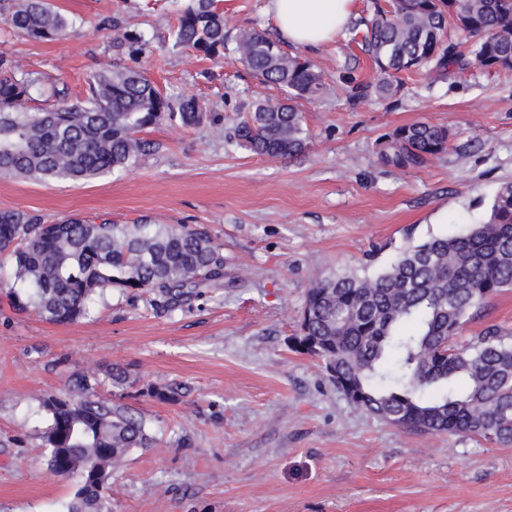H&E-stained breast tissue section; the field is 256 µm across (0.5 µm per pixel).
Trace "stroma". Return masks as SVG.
<instances>
[{"mask_svg":"<svg viewBox=\"0 0 512 512\" xmlns=\"http://www.w3.org/2000/svg\"><path fill=\"white\" fill-rule=\"evenodd\" d=\"M189 0H50L71 22L38 42L0 22V56L45 85L85 94L105 67L143 71L170 96L193 93L209 121L165 122L143 137L138 166L88 182L0 177V209L50 224L70 216L205 228L224 252V285L166 312L151 294L113 289L91 317L52 324L12 308L0 292V512H66L77 480L52 473L40 398L95 375L97 393L146 420L154 447L113 469L112 512H512V447L416 434L350 404L320 362L294 350L312 278L389 265L408 241L483 221L512 181V72L474 66L462 76L407 73L388 99H350L374 64L343 33L315 50L329 95L301 102L307 150L267 159L234 129L254 101L279 89L232 50L209 59L174 46ZM227 39L242 28L275 35L267 0H218ZM123 28L146 41L132 53ZM430 121L450 128L443 154L413 169L381 163L387 134ZM512 334V288L493 296L464 333ZM125 383L112 381L113 366ZM167 387L171 398L146 393Z\"/></svg>","mask_w":512,"mask_h":512,"instance_id":"stroma-1","label":"stroma"}]
</instances>
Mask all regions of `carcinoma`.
<instances>
[{
    "label": "carcinoma",
    "mask_w": 512,
    "mask_h": 512,
    "mask_svg": "<svg viewBox=\"0 0 512 512\" xmlns=\"http://www.w3.org/2000/svg\"><path fill=\"white\" fill-rule=\"evenodd\" d=\"M0 21L30 39L51 42L69 27L48 0H0ZM375 76L351 99L396 95L400 74L440 76L471 66L512 71V0H388L359 21ZM174 45L206 56L224 52V14L215 0H193L171 31ZM233 52L284 100L259 99L237 127L239 143L260 157H292L308 134L298 100L328 91L310 61L290 56L254 29L239 30ZM0 59V174L45 183L90 181L125 172L150 152L145 129L163 122L190 127L206 113L199 99L169 97L141 72L95 73L83 96L65 85L17 73ZM50 92L56 108L30 112ZM450 129L428 121L396 128L380 160L416 168L448 148ZM0 288L12 306L53 324L87 317L114 288L155 295L173 310L199 288H218L224 254L205 233L169 224L99 223L71 216L52 224L18 210H0ZM512 288V182L502 184L486 220L464 232L411 242L377 271L331 273L312 280L294 349L317 358L352 405L394 426L430 435H461L512 445V336L487 328L463 337L487 300ZM83 373L77 397L40 403L51 418L44 434L48 465L75 475L67 512H111L109 486L96 473L134 448H151L146 421L96 394Z\"/></svg>",
    "instance_id": "1"
}]
</instances>
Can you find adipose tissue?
Instances as JSON below:
<instances>
[{
  "label": "adipose tissue",
  "mask_w": 512,
  "mask_h": 512,
  "mask_svg": "<svg viewBox=\"0 0 512 512\" xmlns=\"http://www.w3.org/2000/svg\"><path fill=\"white\" fill-rule=\"evenodd\" d=\"M268 12L282 41L316 49L347 29L356 0H268Z\"/></svg>",
  "instance_id": "1"
}]
</instances>
